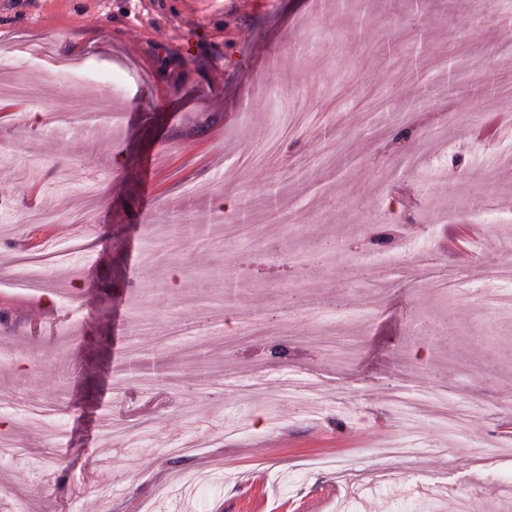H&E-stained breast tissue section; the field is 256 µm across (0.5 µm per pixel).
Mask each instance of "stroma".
<instances>
[{
  "instance_id": "stroma-1",
  "label": "stroma",
  "mask_w": 512,
  "mask_h": 512,
  "mask_svg": "<svg viewBox=\"0 0 512 512\" xmlns=\"http://www.w3.org/2000/svg\"><path fill=\"white\" fill-rule=\"evenodd\" d=\"M18 39L44 54L0 62V99L40 96L0 120L24 146L0 157V272L41 257L54 289L0 287V512H512V304L487 291L512 267V152L473 135L512 123V0H0ZM228 196L245 229L208 222ZM189 216L201 233L142 261ZM457 224L466 262L441 247ZM376 251L399 278L351 260ZM138 313L169 329L142 361ZM199 316L213 335H180ZM399 389L429 393L428 454L388 453ZM116 418L152 427L128 444Z\"/></svg>"
}]
</instances>
